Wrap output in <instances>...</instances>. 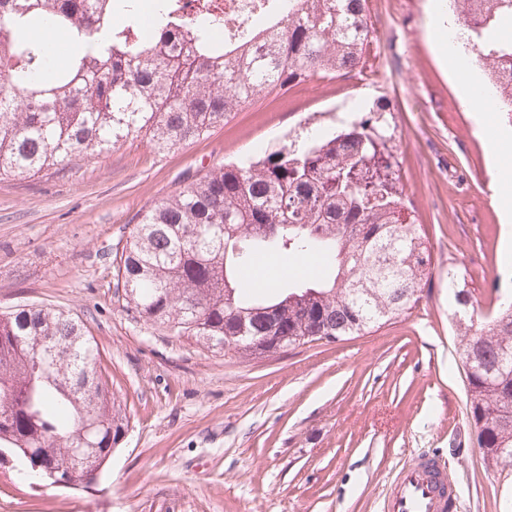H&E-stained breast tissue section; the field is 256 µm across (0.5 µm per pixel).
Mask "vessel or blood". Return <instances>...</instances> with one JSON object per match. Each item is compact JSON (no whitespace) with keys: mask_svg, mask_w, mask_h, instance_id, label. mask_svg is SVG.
<instances>
[{"mask_svg":"<svg viewBox=\"0 0 512 512\" xmlns=\"http://www.w3.org/2000/svg\"><path fill=\"white\" fill-rule=\"evenodd\" d=\"M452 489L445 469L433 457H417L390 486L385 512H447Z\"/></svg>","mask_w":512,"mask_h":512,"instance_id":"1","label":"vessel or blood"}]
</instances>
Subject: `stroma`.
I'll return each instance as SVG.
<instances>
[{"label": "stroma", "instance_id": "stroma-1", "mask_svg": "<svg viewBox=\"0 0 512 512\" xmlns=\"http://www.w3.org/2000/svg\"><path fill=\"white\" fill-rule=\"evenodd\" d=\"M375 32L349 76L310 77L228 114L169 154L146 139L28 179L0 181V312L61 309L94 337L129 423L90 488L30 487L0 460V512H382L420 454L455 484V512H503L512 475L489 467L466 411L448 268L479 257L477 313L512 293L486 143L461 82L432 44L448 0H367ZM352 111L351 120L342 112ZM369 122L394 157L432 254L407 315L344 340L256 359L156 330L123 309L113 260L144 210L227 162L246 163Z\"/></svg>", "mask_w": 512, "mask_h": 512}]
</instances>
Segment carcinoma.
<instances>
[{
	"label": "carcinoma",
	"mask_w": 512,
	"mask_h": 512,
	"mask_svg": "<svg viewBox=\"0 0 512 512\" xmlns=\"http://www.w3.org/2000/svg\"><path fill=\"white\" fill-rule=\"evenodd\" d=\"M506 112H512V0H454ZM139 0H0V180L31 178L129 138L159 153L209 135L232 112L315 73L345 76L374 31L367 0H288L249 42L219 50L209 0L187 21L156 0L145 37L115 27ZM43 29L74 53L58 65ZM260 254L313 257L262 296L241 279ZM421 226L402 201L392 154L360 122L300 152L227 164L145 210L117 262L127 310L148 325L244 359L360 335L412 310L430 273ZM470 425L484 460L512 464V300L461 313ZM232 336V343L226 338ZM85 324L62 310L0 313V454L53 485L88 488L127 416L98 370Z\"/></svg>",
	"instance_id": "obj_1"
}]
</instances>
